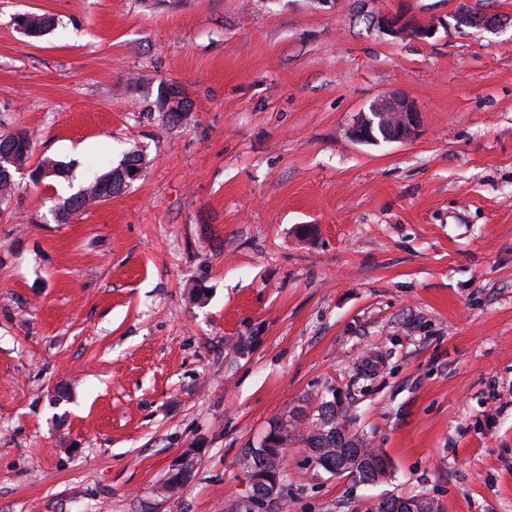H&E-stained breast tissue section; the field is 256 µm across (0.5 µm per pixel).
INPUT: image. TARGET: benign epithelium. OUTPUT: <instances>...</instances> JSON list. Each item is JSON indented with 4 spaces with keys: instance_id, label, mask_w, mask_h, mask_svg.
Returning a JSON list of instances; mask_svg holds the SVG:
<instances>
[{
    "instance_id": "obj_1",
    "label": "benign epithelium",
    "mask_w": 512,
    "mask_h": 512,
    "mask_svg": "<svg viewBox=\"0 0 512 512\" xmlns=\"http://www.w3.org/2000/svg\"><path fill=\"white\" fill-rule=\"evenodd\" d=\"M456 28L495 31L502 27L501 16L496 13H475L467 9L459 10L455 15ZM375 24L399 37L423 40L433 36L439 21L420 22L402 14H382L375 18ZM189 106L178 87L169 88L166 111L179 113L180 122L188 117ZM422 124V113L417 105L403 94H392L374 100L367 109L357 113L351 127V137L361 143L378 144L380 142H409L414 139ZM254 491L250 497L265 499L275 505L278 497L275 488L266 486L268 480L250 476Z\"/></svg>"
}]
</instances>
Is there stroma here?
<instances>
[{"mask_svg":"<svg viewBox=\"0 0 512 512\" xmlns=\"http://www.w3.org/2000/svg\"><path fill=\"white\" fill-rule=\"evenodd\" d=\"M512 0H0V512H239L237 460L335 399L366 485L289 443L283 512H512ZM57 26L31 38L21 13ZM444 19L425 40L377 14ZM192 102L171 128L162 83ZM414 100L406 143L357 113ZM112 199L57 209L131 150ZM195 449L191 478L161 483ZM456 28L496 31L502 27L501 16L497 13H475L468 9H461L455 15ZM421 124L422 113L417 105L403 94H392L358 112L349 132L361 143H404L418 135ZM10 143L9 155L2 154V145ZM33 155V142L26 130L17 129L0 134V203L12 196V171L27 167Z\"/></svg>","mask_w":512,"mask_h":512,"instance_id":"stroma-1","label":"stroma"}]
</instances>
